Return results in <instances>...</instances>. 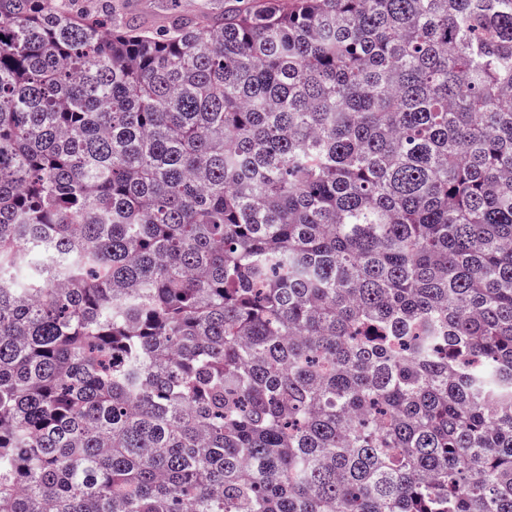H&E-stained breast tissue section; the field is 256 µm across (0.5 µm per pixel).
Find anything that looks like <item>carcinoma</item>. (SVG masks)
<instances>
[{
    "instance_id": "carcinoma-1",
    "label": "carcinoma",
    "mask_w": 512,
    "mask_h": 512,
    "mask_svg": "<svg viewBox=\"0 0 512 512\" xmlns=\"http://www.w3.org/2000/svg\"><path fill=\"white\" fill-rule=\"evenodd\" d=\"M0 512H512V0H0ZM131 2H140L141 6L133 7ZM170 2V0H79L71 2V4L76 10L92 9V7L100 10L99 4H102L105 10V5H107L112 9V14L116 11L127 14L131 12L137 14L136 18L140 21L149 22L153 28L163 29L168 25L172 12ZM247 1L258 0H177V11L189 16L207 18L217 9H223L229 5H243Z\"/></svg>"
}]
</instances>
